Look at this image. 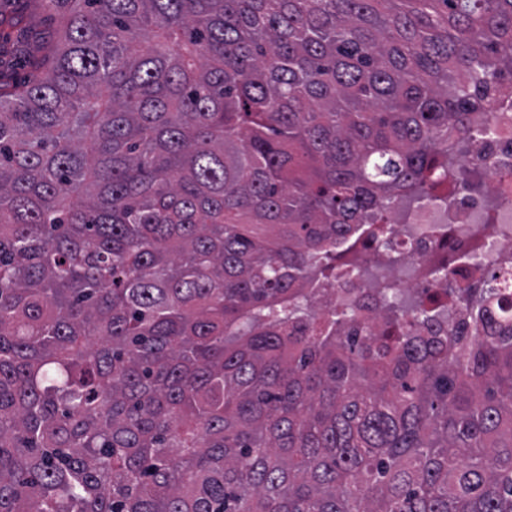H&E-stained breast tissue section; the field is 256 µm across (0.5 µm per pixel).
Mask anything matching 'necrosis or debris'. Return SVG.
<instances>
[{"instance_id":"4bbe7bcc","label":"necrosis or debris","mask_w":512,"mask_h":512,"mask_svg":"<svg viewBox=\"0 0 512 512\" xmlns=\"http://www.w3.org/2000/svg\"><path fill=\"white\" fill-rule=\"evenodd\" d=\"M472 123L493 129L486 146H472L468 154L472 161L487 156L495 161V169L485 173V188L469 192L452 180L444 187L447 207L414 205L391 216L396 228L392 244L407 259L405 272L394 276L408 294L438 290L430 263L439 255L448 259L449 281L463 280L475 288L482 287L484 270L464 263V256H482L484 269L512 258V100L473 115ZM486 224L497 225V233H484Z\"/></svg>"}]
</instances>
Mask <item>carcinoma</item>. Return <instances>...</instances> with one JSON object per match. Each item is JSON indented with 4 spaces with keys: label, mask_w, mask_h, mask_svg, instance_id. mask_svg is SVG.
I'll return each instance as SVG.
<instances>
[{
    "label": "carcinoma",
    "mask_w": 512,
    "mask_h": 512,
    "mask_svg": "<svg viewBox=\"0 0 512 512\" xmlns=\"http://www.w3.org/2000/svg\"><path fill=\"white\" fill-rule=\"evenodd\" d=\"M27 2L61 31L0 34V512H512V273L325 301L469 185L512 0Z\"/></svg>",
    "instance_id": "carcinoma-1"
}]
</instances>
